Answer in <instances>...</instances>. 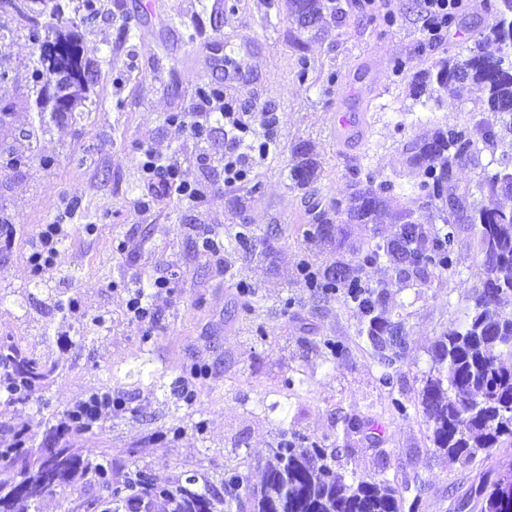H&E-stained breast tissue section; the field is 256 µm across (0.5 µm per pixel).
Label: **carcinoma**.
<instances>
[{
	"label": "carcinoma",
	"instance_id": "1",
	"mask_svg": "<svg viewBox=\"0 0 512 512\" xmlns=\"http://www.w3.org/2000/svg\"><path fill=\"white\" fill-rule=\"evenodd\" d=\"M288 10L297 30L311 33L336 6L332 0H288ZM2 18L26 31L38 51L30 79L42 111L54 118H75L85 100L87 62L80 64L77 76L58 74L56 91H45L46 52L63 40L75 41L62 31L64 5L57 2L47 13L33 8L31 0H0ZM484 39L497 44V52L463 45L456 56L431 65L410 83L419 108L443 91L476 90L483 119L473 128L439 126L407 141L403 152L414 173L407 188L391 179L378 183L358 169L344 201L315 206L304 231L330 239L342 224H379L388 216L394 224L392 236L348 261L338 255L325 266L307 264L302 269L305 287L355 304L363 317L358 336L387 368L392 358L385 351L405 342L406 328L403 321L392 319L384 288L368 285L362 274L382 260L392 264L400 278L420 283L449 272L455 263L457 225H467L486 280L460 325L438 338L433 373L417 394L434 447L462 465L512 448V364L503 360L512 355V311L501 306L503 299L512 297V157L494 158L503 132L512 134V0H498ZM484 150L492 155V169L483 170L477 195L453 194L456 170ZM294 155L288 179L303 189L317 181L321 162L307 144L297 146ZM404 195L407 202L402 204ZM417 201L434 209V221L418 214L413 207ZM0 365L6 370L5 384L23 397L42 388L56 371L54 364L29 356L8 339L0 343ZM69 429L62 423L41 433L23 428L8 447L0 448V512H29L51 492L68 494L65 512H79L81 507L85 512H233L245 504L251 512H403L406 506L409 512H419L421 505L420 495L407 505L402 493L387 483L356 475L347 482L336 476L330 461L340 449L302 446L283 424L259 485L252 488L232 473L223 482L232 494L220 501V511L215 496L198 490L193 476L163 487L141 469L121 481L113 479L112 463L103 455L91 449L84 454L65 440ZM90 474L107 496L80 499L78 484ZM504 485L512 486L511 472L485 478L469 501L478 512H502L499 492Z\"/></svg>",
	"mask_w": 512,
	"mask_h": 512
}]
</instances>
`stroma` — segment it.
<instances>
[{
	"instance_id": "stroma-1",
	"label": "stroma",
	"mask_w": 512,
	"mask_h": 512,
	"mask_svg": "<svg viewBox=\"0 0 512 512\" xmlns=\"http://www.w3.org/2000/svg\"><path fill=\"white\" fill-rule=\"evenodd\" d=\"M144 1L98 0L99 15L85 23L79 0H68L71 30L91 64L76 121L42 120L25 31L1 49L8 76L0 104L14 110L0 125V150L25 148V129L45 130L25 166L0 174V209L13 225L11 240L0 238V339L58 369L26 404L0 394V448L11 428L44 431L76 401L108 392L123 410L104 411L77 445L102 449L116 478L144 469L160 485L193 476L217 487L232 469L254 485L284 423L307 441L340 448L337 474L388 482L408 500L420 495L419 512H456L485 472L512 462V448L468 466L449 462L415 403L436 339L459 323L486 278L469 231L458 233L454 271L425 285L398 282L384 264L367 269V283L386 286L391 315L408 331L388 369L390 388L358 335L360 312L305 288L301 266L352 257L392 235L390 224H350L341 243L305 239L309 208L343 198L352 166L367 165L379 181H411L405 141L436 124L477 121L473 103L446 96L436 111H412L407 89L459 43L482 42L497 0H463L436 45L420 30L414 0L370 11L361 0H336L327 33L316 39L299 36L288 0H148V12ZM193 39L206 44L202 56L174 52ZM221 86L246 109L278 113L276 148L233 188L221 167L204 172L184 162L186 180L211 188L197 208L175 199L139 207L143 146L162 156L185 152L169 116L186 111L200 89ZM340 112L362 117L359 136L345 143L334 130ZM302 142L322 162L306 190L288 180ZM61 217L69 233L54 267L34 281L30 244ZM199 221L213 225L221 243L245 224L255 236L219 264L192 230ZM167 274L170 288L154 297L152 330L144 332L126 311L131 279ZM71 297L74 310L59 312L58 301ZM327 339L344 347L342 357L328 356ZM395 398L410 400L407 415L392 408ZM345 415L369 431L346 436Z\"/></svg>"
}]
</instances>
